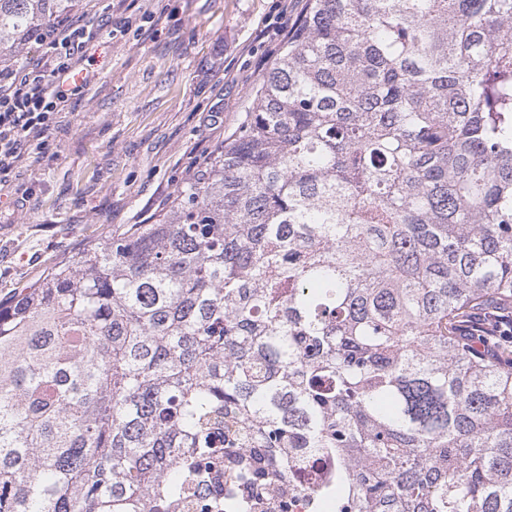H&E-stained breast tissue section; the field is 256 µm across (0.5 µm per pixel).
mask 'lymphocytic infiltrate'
<instances>
[{
  "instance_id": "lymphocytic-infiltrate-1",
  "label": "lymphocytic infiltrate",
  "mask_w": 512,
  "mask_h": 512,
  "mask_svg": "<svg viewBox=\"0 0 512 512\" xmlns=\"http://www.w3.org/2000/svg\"><path fill=\"white\" fill-rule=\"evenodd\" d=\"M86 26L67 18L38 31L45 52L34 66L0 67V187L23 154L44 149L62 107L80 94L76 67L85 58Z\"/></svg>"
}]
</instances>
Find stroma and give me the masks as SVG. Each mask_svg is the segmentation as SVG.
Instances as JSON below:
<instances>
[{"label":"stroma","mask_w":512,"mask_h":512,"mask_svg":"<svg viewBox=\"0 0 512 512\" xmlns=\"http://www.w3.org/2000/svg\"><path fill=\"white\" fill-rule=\"evenodd\" d=\"M308 0H79L93 64L0 196V302L94 238L153 223L252 108ZM150 23L111 36L115 22Z\"/></svg>","instance_id":"obj_1"}]
</instances>
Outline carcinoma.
<instances>
[{
  "mask_svg": "<svg viewBox=\"0 0 512 512\" xmlns=\"http://www.w3.org/2000/svg\"><path fill=\"white\" fill-rule=\"evenodd\" d=\"M76 0H0V60ZM512 0H309L152 224L0 305V512H512ZM336 457L300 455L297 465L288 478V494L277 511L317 512L322 507L317 495L322 486L336 478ZM283 504V505H282Z\"/></svg>",
  "mask_w": 512,
  "mask_h": 512,
  "instance_id": "cac0c4a2",
  "label": "carcinoma"
}]
</instances>
